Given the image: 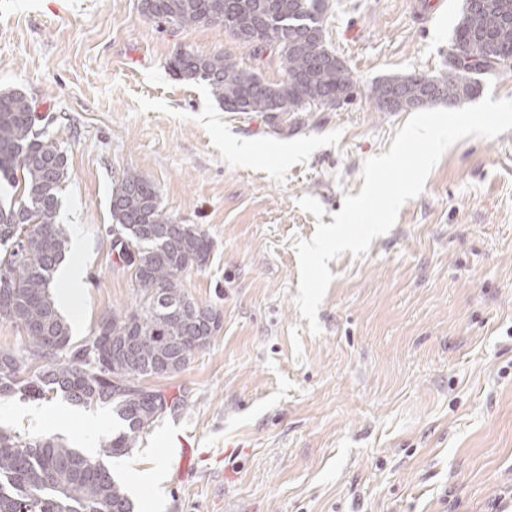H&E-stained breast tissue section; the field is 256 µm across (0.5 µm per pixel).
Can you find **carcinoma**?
Segmentation results:
<instances>
[{"label":"carcinoma","instance_id":"carcinoma-1","mask_svg":"<svg viewBox=\"0 0 512 512\" xmlns=\"http://www.w3.org/2000/svg\"><path fill=\"white\" fill-rule=\"evenodd\" d=\"M152 19L181 26L220 25L260 56L279 54L283 81L269 84L238 68L229 56L179 51L169 61L182 80L207 82L226 112L243 106L267 116L336 108L354 91L346 67L331 62L323 28L326 0H145ZM494 34L512 48V0H485L479 15L462 7L453 46L482 45ZM481 75L448 54V74L438 79L442 96L457 106L471 99ZM428 77L379 82L372 98L380 111L424 94ZM69 176L64 152L35 128L32 101L22 92L0 93V187L16 190L0 200V318L26 332L25 352L0 350V399H43L62 394L75 406H110L123 429L102 441L100 456L126 455L137 438L165 413L168 403L147 377L180 373L214 337L216 310L189 300L182 277L203 266L212 241L193 224H177L162 209L153 185L134 173L111 193L112 236L132 269L137 306L107 312L92 336L72 342L69 323L51 292L52 277L68 247L57 222L61 191ZM40 360L34 370L28 361ZM0 512H134L123 486L104 461L93 460L54 437L21 439L0 429Z\"/></svg>","mask_w":512,"mask_h":512}]
</instances>
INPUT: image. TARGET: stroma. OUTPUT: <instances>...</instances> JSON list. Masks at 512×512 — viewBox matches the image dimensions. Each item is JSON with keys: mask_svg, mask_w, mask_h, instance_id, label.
Masks as SVG:
<instances>
[{"mask_svg": "<svg viewBox=\"0 0 512 512\" xmlns=\"http://www.w3.org/2000/svg\"><path fill=\"white\" fill-rule=\"evenodd\" d=\"M410 2L327 0L325 44L356 96L271 126L169 71L177 51L221 52L282 79L278 53L253 56L221 26L161 24L140 0H0V92L32 98L68 157L58 221L81 243L84 275L73 342L106 311L136 306L107 232L126 173L213 243L183 285L222 326L184 371L144 379L172 407L109 461L136 512H490L512 501V130L449 147L366 254L329 261L319 334L295 304V242L360 193L364 161L388 152L408 118L378 111L373 86L448 71L462 0L420 19ZM303 196L322 218L298 206ZM0 427L83 450L118 424L109 408L54 395L1 399ZM185 442L197 463L184 470ZM162 461L155 487L146 478Z\"/></svg>", "mask_w": 512, "mask_h": 512, "instance_id": "1", "label": "stroma"}]
</instances>
